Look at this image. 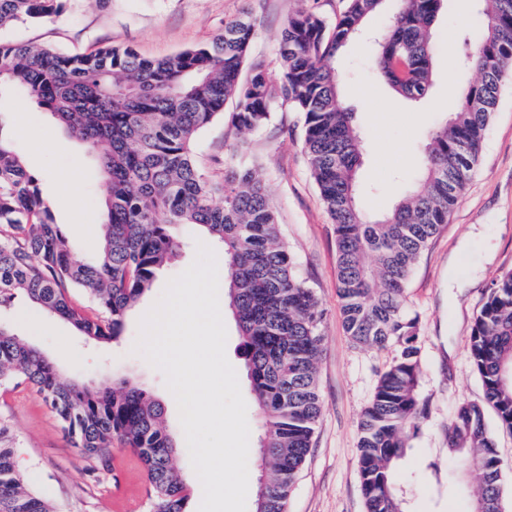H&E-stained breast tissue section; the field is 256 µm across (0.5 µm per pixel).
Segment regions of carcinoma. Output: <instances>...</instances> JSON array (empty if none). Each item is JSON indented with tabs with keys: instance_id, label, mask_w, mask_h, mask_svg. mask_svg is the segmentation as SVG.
Here are the masks:
<instances>
[{
	"instance_id": "cac0c4a2",
	"label": "carcinoma",
	"mask_w": 512,
	"mask_h": 512,
	"mask_svg": "<svg viewBox=\"0 0 512 512\" xmlns=\"http://www.w3.org/2000/svg\"><path fill=\"white\" fill-rule=\"evenodd\" d=\"M59 0H0V28L40 19ZM446 0H347L329 24L313 5L288 16L273 69L243 74L256 36L255 20L224 24L211 42L164 59L128 47L64 54L49 45L0 42V92L21 88L99 160L105 208L98 260H74L54 223L51 203L24 167L0 126V310L23 295L85 338L120 339L128 312L181 251L178 227L195 224L224 247L227 298L238 327L240 354L261 413L255 512H287L295 478L312 448L321 414L317 368L321 313L281 239L276 211L258 168L245 156L224 162V176L206 171L196 143L224 115L240 133L263 129L277 103L302 114L309 169L336 232L337 288L345 330L361 346H398L379 374L359 423L358 459L367 512H405L393 467L404 460L424 417L419 322L405 308L409 277L448 223L465 190L504 81L512 76V0H481L482 33L463 32L460 62L479 74L455 110L430 131L417 184L386 215L369 218L358 203L362 139L340 92L336 54L367 32L370 18L390 12L373 40L374 64L388 87L410 103L433 86L432 30ZM84 290L93 306L72 301ZM472 366L512 431V269L491 284L474 319ZM35 388L62 422L90 472L112 473V446L138 460L150 512H188L191 488L173 459L181 443L165 424L164 406L126 377L110 383L63 382L58 366L0 321V381ZM448 490L458 473L480 476L467 512H504L506 465L481 406L461 404L448 424ZM0 512H55L28 489L10 429L0 422Z\"/></svg>"
}]
</instances>
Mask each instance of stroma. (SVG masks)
<instances>
[{"label":"stroma","mask_w":512,"mask_h":512,"mask_svg":"<svg viewBox=\"0 0 512 512\" xmlns=\"http://www.w3.org/2000/svg\"><path fill=\"white\" fill-rule=\"evenodd\" d=\"M304 0H61L58 14L0 28V41L49 44L63 53H88L107 45L127 46L162 58L211 41L224 24L249 15L257 24L247 66H275L279 39L289 15ZM476 0H447L434 29L439 53L429 99L412 105L395 98L372 65L373 46L363 42L336 57L343 95L355 113L365 150L361 170L362 207L381 213L413 182L429 130L451 112L460 90L478 79L456 66L462 31L478 36ZM0 133L18 148L23 164L52 203L53 217L73 246L77 261L92 264L102 244L100 215L104 194L96 156L64 133L51 115L22 90L0 96ZM254 161L281 224L283 239L323 314V351L318 364L322 403L314 447L288 500V512H366L358 467V426L370 404L380 372L396 346L370 349L354 344L341 322L336 290L334 226L322 203L303 151V120L288 104L277 105L262 130L241 135L215 119L200 135L198 156L206 168H223L233 152ZM80 187L71 198L70 184ZM185 246L159 274L152 288L129 311L120 340L97 344L66 321L16 299L6 316L25 343L54 358L62 381H111L125 376L164 404L166 424L182 435L176 401L163 373L133 347L139 320L162 295L167 282L194 261L202 234L180 227ZM512 269V80L506 81L482 144L481 161L439 235L414 268L405 290L406 306L419 319L422 392L427 412L408 457L395 469L406 512H464L466 499L448 491L446 429L464 402L483 405L485 423L500 457L508 512H512V432L503 428L469 354L471 326L492 281ZM226 355L247 404L250 441H257L259 410L245 377L241 342L232 315H225ZM0 422L16 439L18 463L29 488L50 498L57 512H149L143 475L136 458L114 447L120 484L93 479L90 460L81 456L42 395L33 387L0 384Z\"/></svg>","instance_id":"1"}]
</instances>
